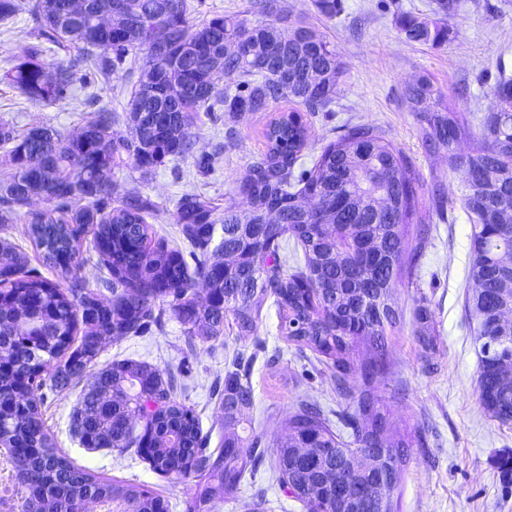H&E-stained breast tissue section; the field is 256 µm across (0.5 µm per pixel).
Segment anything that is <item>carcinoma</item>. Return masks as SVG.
Instances as JSON below:
<instances>
[{"mask_svg": "<svg viewBox=\"0 0 512 512\" xmlns=\"http://www.w3.org/2000/svg\"><path fill=\"white\" fill-rule=\"evenodd\" d=\"M70 2L0 0V22L26 10L43 39L79 49L52 64L36 45L17 57L6 78L28 100L64 98L78 67L92 63L106 79L125 57L145 56L125 108L130 138L108 108L75 134L0 123V150L13 170L0 182V225H28L60 273L58 281L46 278L23 250L0 242V473L18 491L0 493V512H16L19 500L23 512H76L88 496L112 503V512H169V501L152 489L76 466L46 429L43 389L77 387L106 340L160 331L170 316L190 337L217 340L227 329L251 336L270 299L281 334L320 356L347 400L336 412L338 432L320 404L298 403L276 450L281 487L306 512H395L408 451L424 445L419 435H390L378 395L388 331L400 318L395 285L415 266L417 253L405 240L408 225L425 223L422 191L438 210L447 198L437 185L423 188L403 152L370 125L348 127L312 168L295 171L310 138L304 113L334 101L346 68L329 41L288 21L276 0L255 4L267 16L261 22L215 15L199 26L189 20L187 0H119L125 30L118 41L103 24V8L114 0H85L76 19ZM456 7V0H437L436 18L405 13L398 29L408 42L442 47ZM493 95L495 110L476 132L427 75L406 85L404 103L425 151L448 156V165L457 163L460 141L473 140L464 166L480 177L465 182L461 197L475 283L465 309L479 343V399L490 417L511 425L512 351L499 343L512 336L500 323L512 309V79L501 76ZM281 103L290 107L269 122L265 150L237 186L250 209L219 216L209 199L187 193L174 217L189 255L154 239L156 204L136 185L118 191L115 169L128 159L144 179L165 159L190 155L200 112H265ZM34 196L48 207L31 210ZM88 236L93 253L86 255ZM290 240L301 246L304 265L282 260ZM91 260L100 271L95 283L71 275ZM199 282L208 286L204 295ZM430 319L420 307L415 333L424 354L433 348ZM356 373L363 386L354 396L347 380ZM174 390L175 377L158 367L115 360L78 394L71 431L85 448L131 451L159 474L192 480L187 512H211L265 459L262 437L242 418L254 404L249 364L235 360L216 389L224 439L215 449Z\"/></svg>", "mask_w": 512, "mask_h": 512, "instance_id": "carcinoma-1", "label": "carcinoma"}]
</instances>
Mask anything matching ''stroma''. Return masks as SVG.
<instances>
[{
  "instance_id": "obj_1",
  "label": "stroma",
  "mask_w": 512,
  "mask_h": 512,
  "mask_svg": "<svg viewBox=\"0 0 512 512\" xmlns=\"http://www.w3.org/2000/svg\"><path fill=\"white\" fill-rule=\"evenodd\" d=\"M255 0H188L189 18L199 24L214 15L260 20ZM291 17L323 35L344 62L347 75L327 111L308 115L312 143L303 162L312 166L323 146L349 126L381 129L427 181H437L448 203L444 213L428 211L429 231L418 244V265L412 283H400L395 293L401 321L388 338L389 374L380 388L387 417L395 433H419L423 446L411 448L402 480L395 492L397 512H512V471L503 462L512 456V425L491 420L476 389L479 345L464 304L471 295L469 277L470 223L461 205L462 166H449L445 157L425 153L417 125L403 102L405 86L418 76H430L465 115H483L494 105L491 88L500 72L512 75V0H457L448 21L447 45L432 48L407 42L397 27L401 13L433 17L435 0H337L327 16L316 0H280ZM27 13L0 23V121L19 128L52 126L80 129L97 107L122 112L131 91L125 69L104 79L87 69L77 70L67 95L50 105L22 97L5 78L16 56L38 43ZM267 112H201L195 125L191 157L168 160L148 176L132 163L115 171L119 183L138 181L156 203L151 234L169 246L186 249L174 219L177 200L186 193L211 199L218 209L245 210L237 186L253 157L263 150ZM210 159L199 172L197 157ZM431 313L436 351L434 373H426L414 331L418 307ZM187 336L176 320L163 330L107 342L99 364L134 359L179 374L175 395L194 408L211 446L224 432V413L215 382L223 380L229 360L238 353L253 355L251 382L255 403L246 417L262 434L268 454L285 440L289 416L298 401L318 402L327 411L341 403L334 381L323 374L317 355L288 345L279 332L274 303H266L259 329L252 336L225 333L215 341L197 340L192 358H185ZM76 391H45L42 411L58 447L79 466L102 476L143 485L167 498L172 512H186L192 483L163 477L134 454L83 448L70 431ZM304 512L302 504L285 495L270 464L246 475L238 490L217 501L213 512Z\"/></svg>"
}]
</instances>
